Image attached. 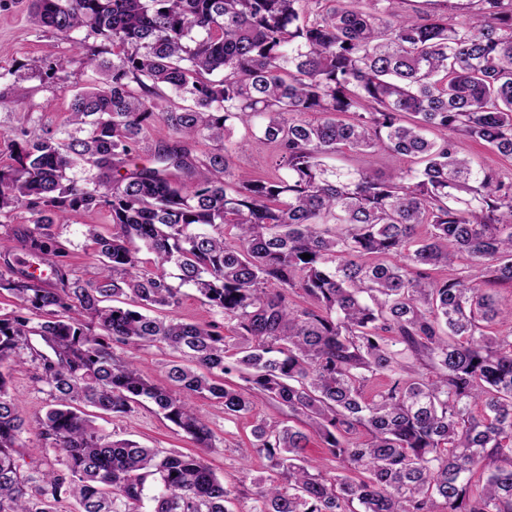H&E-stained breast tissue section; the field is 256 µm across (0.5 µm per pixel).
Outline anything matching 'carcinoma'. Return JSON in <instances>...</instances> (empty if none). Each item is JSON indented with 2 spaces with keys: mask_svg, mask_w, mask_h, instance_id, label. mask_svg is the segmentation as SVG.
<instances>
[{
  "mask_svg": "<svg viewBox=\"0 0 512 512\" xmlns=\"http://www.w3.org/2000/svg\"><path fill=\"white\" fill-rule=\"evenodd\" d=\"M395 2L31 0L32 21L94 68L64 122L28 116L5 133L0 216L27 207L29 255L51 277L0 238V295L14 306L0 314V512H59L65 497L76 512H228L234 487L202 454L114 440L84 408L146 400L210 451L193 398L233 417L253 392L288 407L344 474L310 472L308 434L262 421L253 447L286 484H257L248 512H512V308L495 293L512 287V177L461 148L512 158V0H469L461 20ZM63 72L33 58L26 78ZM157 122L170 138L151 145ZM240 124L277 147L282 174L235 172ZM429 127L456 137L430 141ZM191 143L207 149L193 156ZM345 149L419 167L383 177L327 163ZM103 208L113 231L87 225L100 266L85 280L52 228ZM462 255L477 274H426ZM184 286L235 342L151 315ZM295 289L308 306L288 302ZM115 343L178 354L167 377L183 396L117 359ZM26 361L50 397L34 426L6 373ZM233 371L245 386L224 382ZM34 442L55 462L26 460Z\"/></svg>",
  "mask_w": 512,
  "mask_h": 512,
  "instance_id": "obj_1",
  "label": "carcinoma"
}]
</instances>
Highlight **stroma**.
I'll use <instances>...</instances> for the list:
<instances>
[{"instance_id":"obj_1","label":"stroma","mask_w":512,"mask_h":512,"mask_svg":"<svg viewBox=\"0 0 512 512\" xmlns=\"http://www.w3.org/2000/svg\"><path fill=\"white\" fill-rule=\"evenodd\" d=\"M70 44L61 36L32 24L27 0H0V92L13 83L12 72L32 58H43L54 62L67 60V82H40L30 80L31 94L21 104L0 105V127L17 125L24 113L43 119L44 122L61 123L67 113L68 91L84 84L90 69L86 62L71 61ZM232 161L235 169L256 176L272 177L277 173L275 146H255L244 127H236L231 138ZM97 225L99 232L112 230L107 211L77 213L68 223L58 225L56 231L66 246L78 275L91 279L98 266L89 240L85 236L87 225ZM117 357L136 363L142 374L152 383L163 386L167 383L166 364L170 351L159 345L124 346L115 345ZM10 388L18 404L19 412L28 423L44 417L48 396L35 379V367L26 363L15 366L10 373ZM250 412L237 417L224 415L223 405L203 398L195 404L213 429L219 446L216 451L205 453L207 465L226 483L236 487V498L232 512H248L253 504L255 484L270 476L268 462L256 453L252 446V430L262 421L292 424L287 407L253 394ZM97 424L113 439H129L149 448H163L182 452L194 451V444L166 420L150 402L134 406L131 412L105 415Z\"/></svg>"}]
</instances>
